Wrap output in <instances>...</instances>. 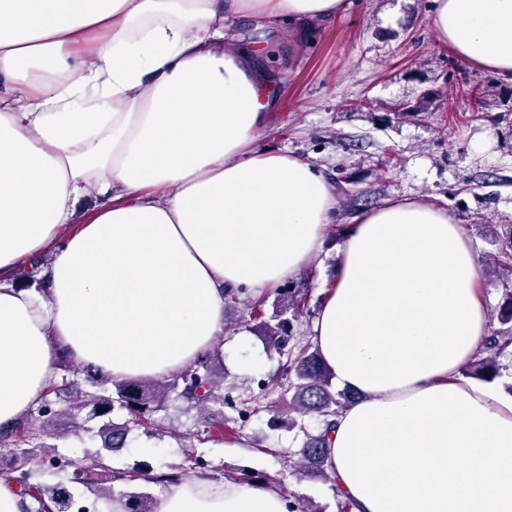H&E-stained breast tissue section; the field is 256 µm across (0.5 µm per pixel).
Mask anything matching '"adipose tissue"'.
Instances as JSON below:
<instances>
[{
	"instance_id": "adipose-tissue-1",
	"label": "adipose tissue",
	"mask_w": 512,
	"mask_h": 512,
	"mask_svg": "<svg viewBox=\"0 0 512 512\" xmlns=\"http://www.w3.org/2000/svg\"><path fill=\"white\" fill-rule=\"evenodd\" d=\"M345 0H0V425L68 357L113 381L223 353L225 292L317 261L335 213L310 162L256 145L275 73L227 23L335 20ZM455 54L512 78V0H431ZM52 252L38 287L17 285ZM447 209L356 218L310 336L358 393L329 438L354 512H512V398L461 374L489 312ZM155 512H287L206 476Z\"/></svg>"
}]
</instances>
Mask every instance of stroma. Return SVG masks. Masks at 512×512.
Here are the masks:
<instances>
[{"mask_svg": "<svg viewBox=\"0 0 512 512\" xmlns=\"http://www.w3.org/2000/svg\"><path fill=\"white\" fill-rule=\"evenodd\" d=\"M230 29L249 33L267 53L277 75L279 102L258 134V147L292 153L315 164L333 186L337 212L328 225L320 259L298 272L293 287L307 292L309 312L295 333H309L327 281L334 277L343 242L337 227L407 197L436 203L462 224L482 258L497 254L501 227L512 224V79L459 58L432 24L430 0H347L336 21L283 23L276 31L253 30L236 18ZM481 85L482 98L471 95ZM258 322L247 303L224 310V391L235 400L259 403V414L242 418L224 407L231 432L219 441L190 440L204 425L197 411L169 399L164 415L175 434L151 436L131 427L127 445L110 452L107 463L122 473L119 491L161 495L160 485L138 479L186 463L187 478L200 474L243 480L281 475L290 504L304 499L319 512H338L331 480L285 474L283 450L297 448L318 421L304 418L303 429L270 428L284 414L276 392L257 383L278 373L276 352H262L259 371L242 366L251 357L239 335L256 334ZM100 420L60 415L46 445L37 449L40 466L34 485H68L69 470L48 466L62 456L78 462L100 450ZM70 485V484H69Z\"/></svg>", "mask_w": 512, "mask_h": 512, "instance_id": "35a3bbf8", "label": "stroma"}]
</instances>
